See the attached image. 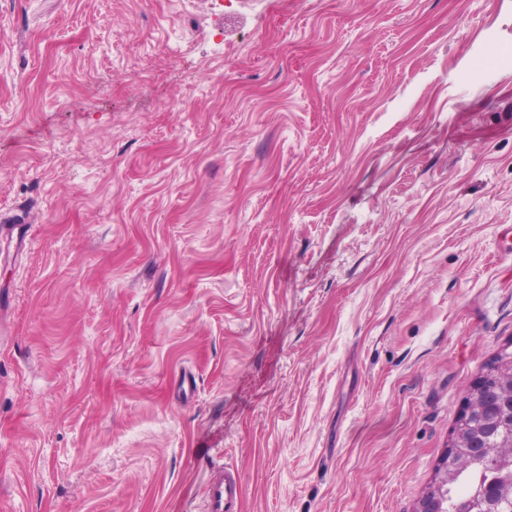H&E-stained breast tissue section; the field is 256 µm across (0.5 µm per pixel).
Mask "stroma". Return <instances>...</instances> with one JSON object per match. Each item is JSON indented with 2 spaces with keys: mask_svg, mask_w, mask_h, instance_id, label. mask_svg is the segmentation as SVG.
<instances>
[{
  "mask_svg": "<svg viewBox=\"0 0 512 512\" xmlns=\"http://www.w3.org/2000/svg\"><path fill=\"white\" fill-rule=\"evenodd\" d=\"M0 512H415L512 350V0H0ZM465 416H466V409H464V410L462 409L456 419L455 425L451 432V437H450V440L448 443V448H449L448 449V458L450 457V455L453 451V448L455 450L465 449V448H455V445L459 442V440L463 439L466 435H468L472 432L471 430H467L463 425H466V426L479 425L482 421V417H479V416H470L468 418H466ZM477 428H481V424ZM452 441H453V447L450 446ZM241 499L240 480L228 468L213 466L206 485L204 512H238Z\"/></svg>",
  "mask_w": 512,
  "mask_h": 512,
  "instance_id": "35a3bbf8",
  "label": "stroma"
}]
</instances>
